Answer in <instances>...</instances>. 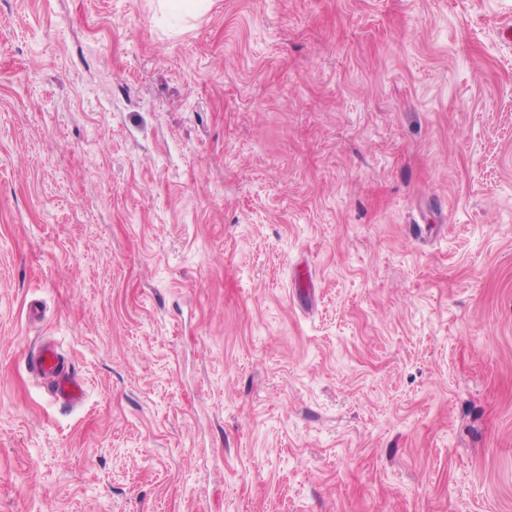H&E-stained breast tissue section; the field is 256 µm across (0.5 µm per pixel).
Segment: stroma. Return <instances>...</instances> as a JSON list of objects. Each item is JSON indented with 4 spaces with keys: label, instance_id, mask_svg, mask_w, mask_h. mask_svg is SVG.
<instances>
[{
    "label": "stroma",
    "instance_id": "1",
    "mask_svg": "<svg viewBox=\"0 0 512 512\" xmlns=\"http://www.w3.org/2000/svg\"><path fill=\"white\" fill-rule=\"evenodd\" d=\"M0 512H512V0H0ZM30 366L48 384L51 397L56 401L76 405L83 400L82 385L66 370L64 360L53 346H44L31 358Z\"/></svg>",
    "mask_w": 512,
    "mask_h": 512
}]
</instances>
